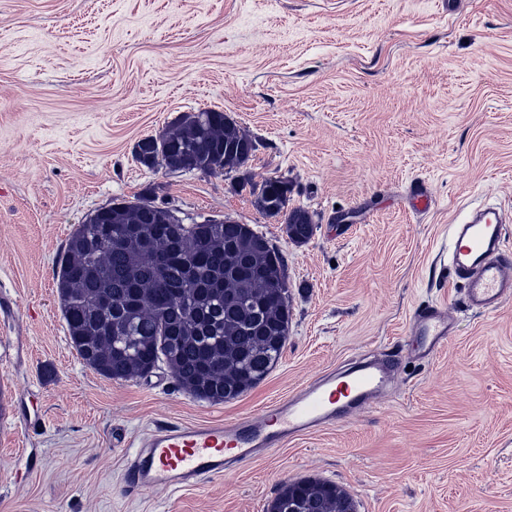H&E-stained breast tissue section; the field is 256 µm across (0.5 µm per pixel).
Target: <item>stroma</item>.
Segmentation results:
<instances>
[{
  "mask_svg": "<svg viewBox=\"0 0 512 512\" xmlns=\"http://www.w3.org/2000/svg\"><path fill=\"white\" fill-rule=\"evenodd\" d=\"M227 113L258 150L240 172H171L138 140L183 113ZM287 178L314 232L291 240L240 176ZM432 199L418 213L413 195ZM148 199L184 222L251 225L286 259L281 359L210 403L166 366L111 380L67 340L55 261L97 209ZM512 208V0H0V512H266L283 483L342 486L357 512H512V303L468 310L448 226ZM454 322L432 358L415 309ZM394 357L379 405L201 487L124 491L127 450L167 423L253 417L315 376Z\"/></svg>",
  "mask_w": 512,
  "mask_h": 512,
  "instance_id": "stroma-1",
  "label": "stroma"
}]
</instances>
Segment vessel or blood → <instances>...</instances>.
Masks as SVG:
<instances>
[{"instance_id": "b4317fda", "label": "vessel or blood", "mask_w": 512, "mask_h": 512, "mask_svg": "<svg viewBox=\"0 0 512 512\" xmlns=\"http://www.w3.org/2000/svg\"><path fill=\"white\" fill-rule=\"evenodd\" d=\"M448 259L471 310L491 315L512 301V225L500 206L478 205L470 219L452 225ZM452 333L447 307L434 305L414 312L408 342L419 357H430ZM395 375L393 363L361 362L306 381L247 420L155 428L132 451L124 488L135 495L191 487L241 468L288 440L376 407Z\"/></svg>"}]
</instances>
